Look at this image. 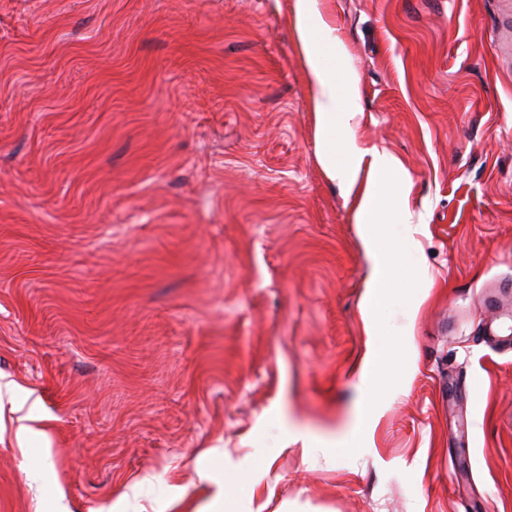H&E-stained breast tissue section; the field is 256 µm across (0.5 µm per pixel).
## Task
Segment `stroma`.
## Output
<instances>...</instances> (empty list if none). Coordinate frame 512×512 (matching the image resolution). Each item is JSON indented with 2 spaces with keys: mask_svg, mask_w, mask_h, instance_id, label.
<instances>
[{
  "mask_svg": "<svg viewBox=\"0 0 512 512\" xmlns=\"http://www.w3.org/2000/svg\"><path fill=\"white\" fill-rule=\"evenodd\" d=\"M293 3L0 0V512L38 510L34 422L68 512H512V8L317 0L412 183L371 339ZM389 364L386 359L376 349H369L359 365L360 381L369 394V403L367 413L364 415L361 428H367L374 418L377 410V400L389 384L388 379Z\"/></svg>",
  "mask_w": 512,
  "mask_h": 512,
  "instance_id": "1",
  "label": "stroma"
}]
</instances>
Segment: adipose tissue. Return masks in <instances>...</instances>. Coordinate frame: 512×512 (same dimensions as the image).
<instances>
[{
    "label": "adipose tissue",
    "instance_id": "obj_1",
    "mask_svg": "<svg viewBox=\"0 0 512 512\" xmlns=\"http://www.w3.org/2000/svg\"><path fill=\"white\" fill-rule=\"evenodd\" d=\"M295 23L305 51L310 84L318 97L317 129L322 164L330 178L355 186L361 159L350 147L348 116L357 94V84L338 65L343 47L332 37L317 10L316 0H295ZM387 196V185L368 180L360 188L356 212L358 235L370 260V275L359 304V315L369 336L384 332L378 311L391 295L396 277L394 259L377 254L374 249L377 225L373 215ZM388 371L384 355L375 349L368 350L360 362V381L369 395L363 425H370L376 414L377 400L389 383Z\"/></svg>",
    "mask_w": 512,
    "mask_h": 512
}]
</instances>
